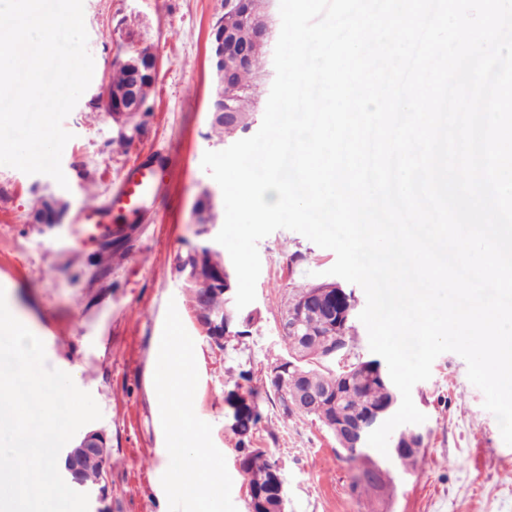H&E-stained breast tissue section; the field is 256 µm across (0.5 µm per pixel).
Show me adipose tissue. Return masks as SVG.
Wrapping results in <instances>:
<instances>
[{"label": "adipose tissue", "instance_id": "obj_1", "mask_svg": "<svg viewBox=\"0 0 512 512\" xmlns=\"http://www.w3.org/2000/svg\"><path fill=\"white\" fill-rule=\"evenodd\" d=\"M153 362L151 396L163 417L164 457L181 462L167 480V498L191 501L196 512H214L218 470L193 410L195 354L180 334L178 316H171L168 334L160 342Z\"/></svg>", "mask_w": 512, "mask_h": 512}]
</instances>
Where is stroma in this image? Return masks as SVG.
I'll return each mask as SVG.
<instances>
[{
  "mask_svg": "<svg viewBox=\"0 0 512 512\" xmlns=\"http://www.w3.org/2000/svg\"><path fill=\"white\" fill-rule=\"evenodd\" d=\"M224 0H84L92 81L65 118L72 138L61 159L68 188L50 176L0 166V288L43 341L48 367L72 372L101 409L90 427L107 438L104 464L111 512H160L169 471L160 465L164 430L149 398L151 354L179 315L196 356L193 404L223 483L219 512H248L246 477L225 396L239 369L267 371L287 358L280 320L293 289L326 282L332 250L279 229L261 239V271L250 335L225 349L211 345L178 268L195 247L213 243L225 217L219 185L201 166L205 152L228 143L210 128L213 76L208 35ZM139 34L161 58L139 136L122 143L112 113L94 101L112 76L122 30ZM171 155L178 177L146 216L136 239L83 247L65 240L81 204L106 196L144 153ZM213 200L214 221L196 208ZM428 434L416 468L393 467L387 495L351 494L353 468L334 438L302 413L283 415L261 400L254 447L276 460L286 512H512V446L504 443L483 393L459 355L447 352L430 379L412 389Z\"/></svg>",
  "mask_w": 512,
  "mask_h": 512,
  "instance_id": "stroma-1",
  "label": "stroma"
}]
</instances>
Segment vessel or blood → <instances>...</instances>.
Listing matches in <instances>:
<instances>
[{
  "instance_id": "obj_1",
  "label": "vessel or blood",
  "mask_w": 512,
  "mask_h": 512,
  "mask_svg": "<svg viewBox=\"0 0 512 512\" xmlns=\"http://www.w3.org/2000/svg\"><path fill=\"white\" fill-rule=\"evenodd\" d=\"M171 157L147 154L128 167L122 179L103 199L82 206L76 222V237L85 245H98L113 238L129 237L140 231V220L177 177ZM123 214L127 223L114 224L113 214Z\"/></svg>"
}]
</instances>
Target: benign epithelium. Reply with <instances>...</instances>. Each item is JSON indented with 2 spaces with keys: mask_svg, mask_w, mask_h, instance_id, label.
Wrapping results in <instances>:
<instances>
[{
  "mask_svg": "<svg viewBox=\"0 0 512 512\" xmlns=\"http://www.w3.org/2000/svg\"><path fill=\"white\" fill-rule=\"evenodd\" d=\"M274 0H266L264 10L267 15L259 24H253L254 41L268 47L274 36L273 16L270 14V5ZM250 16L248 0H224V20L218 21L212 27L211 62L213 69L217 70V86L215 90L214 111L224 116V121L237 120V110L224 98V87L229 83V73L220 69L224 58L225 47L236 44L239 28L248 21ZM238 45V44H236ZM238 59L243 65L251 59L249 46L238 45ZM114 63L126 72V83L120 87H109L103 98L109 100L110 111L124 113L132 124L120 131V136L133 139L137 136L138 123L134 119L146 117L151 111V105L145 95L147 85L156 81L159 74V58L150 45L132 37L120 44L119 52ZM196 263L186 266L187 282L193 283L198 279H206L212 284L225 287V292H231V272L224 264L215 265L202 260L203 253L194 254ZM320 303L331 312V321L326 324L325 342L328 348L336 349V325L353 324L355 307L350 303L348 293L337 283H320L306 291L301 297H294L288 304V309L281 319V330L285 335L293 337L295 349L292 352L288 365L272 369L269 379L278 385L283 393L290 394L287 404L294 410H318V421L336 440L342 448L367 447L368 435L397 412L398 395L390 391L391 399L388 404L374 410L360 419L349 422L343 416L326 409L336 407L339 394L323 390L318 387L316 376H304L303 381L288 378V369L297 368L303 361L301 341L304 340V315ZM202 326L212 330L211 343L217 347H224V337L230 335V327L238 322L248 323L242 313H236L219 305L214 310L200 311ZM233 423L232 427L240 428L243 425H252L253 411L246 409L242 404L230 405ZM426 432L419 426H406L392 432L388 442V457L384 459L370 458V463L359 472V479L375 487L382 494L392 483L389 462L399 455L412 450L425 447ZM106 458V438L99 431L86 433L79 443L67 450L65 458L66 471L73 476L74 481L83 484V479L93 476L96 483L104 479V463Z\"/></svg>",
  "mask_w": 512,
  "mask_h": 512,
  "instance_id": "obj_1",
  "label": "benign epithelium"
}]
</instances>
